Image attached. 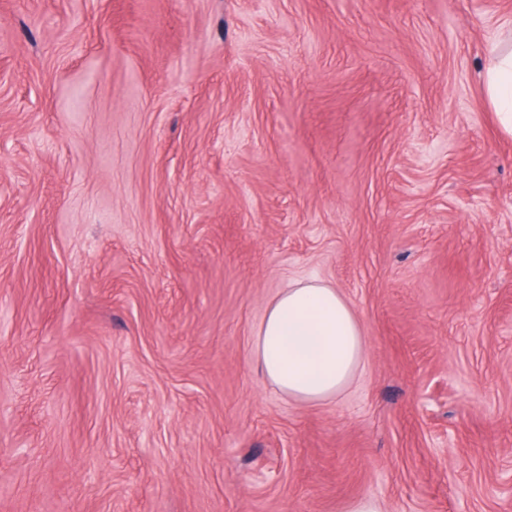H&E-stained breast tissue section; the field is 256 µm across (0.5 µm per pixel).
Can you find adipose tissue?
Segmentation results:
<instances>
[{"mask_svg": "<svg viewBox=\"0 0 512 512\" xmlns=\"http://www.w3.org/2000/svg\"><path fill=\"white\" fill-rule=\"evenodd\" d=\"M482 80L503 131L512 135V49L489 45ZM365 346L361 323L337 289L298 281L270 303L254 338V357L281 394L315 405L348 387Z\"/></svg>", "mask_w": 512, "mask_h": 512, "instance_id": "1", "label": "adipose tissue"}]
</instances>
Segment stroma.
I'll use <instances>...</instances> for the list:
<instances>
[{
    "mask_svg": "<svg viewBox=\"0 0 512 512\" xmlns=\"http://www.w3.org/2000/svg\"><path fill=\"white\" fill-rule=\"evenodd\" d=\"M512 0H0V512H512ZM366 336L257 369L282 288ZM489 101L496 109L501 128L512 135V50L498 43L488 47L482 72ZM365 346L361 323L336 288L297 281L270 303L254 338V357L281 394L315 405L348 387Z\"/></svg>",
    "mask_w": 512,
    "mask_h": 512,
    "instance_id": "stroma-1",
    "label": "stroma"
}]
</instances>
